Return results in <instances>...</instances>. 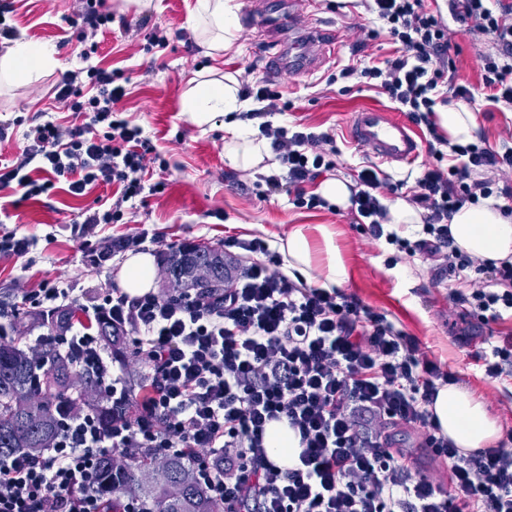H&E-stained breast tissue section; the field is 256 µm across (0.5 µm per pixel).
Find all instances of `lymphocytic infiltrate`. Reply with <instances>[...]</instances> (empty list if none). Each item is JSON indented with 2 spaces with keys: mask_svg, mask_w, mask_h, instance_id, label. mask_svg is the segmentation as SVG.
Returning a JSON list of instances; mask_svg holds the SVG:
<instances>
[{
  "mask_svg": "<svg viewBox=\"0 0 512 512\" xmlns=\"http://www.w3.org/2000/svg\"><path fill=\"white\" fill-rule=\"evenodd\" d=\"M366 9L397 55L380 65H345L339 76L378 89L425 125L437 162L406 197L420 212L418 240L392 228L384 202L391 185L377 164L358 170L351 210L370 238L447 274L455 284L452 303L474 310L481 324L512 319V263L470 257L448 228L463 206L492 196L512 216V146L454 143L434 122L436 106L451 98L472 105L481 97L512 110V0H450L444 14L427 0H368ZM451 15L474 40L495 47L481 58L479 86L455 80ZM125 94L109 69L63 74L56 98L83 123L31 127L20 157L0 165V187L27 200L60 181L75 196L93 184H115L120 194L110 208L87 221H123L158 160L142 127L117 110ZM240 95L254 100L245 117L257 121L282 167L266 177L269 190H287L300 208L323 206L307 186L335 168L334 136L273 125L270 115L284 109L282 93L255 67L246 68ZM238 247L229 258L236 275L220 292L131 297L111 288L92 305V317L105 314L131 328V351L147 383L128 379L84 327L32 341L33 356L51 344L66 349L96 379L112 406V425L103 428L94 412L62 407L53 447L0 460V512H108L96 487L100 459L126 460L144 450L188 458L224 512H512V453H463L434 419L436 392L456 382L454 373L357 297L290 279L263 240ZM273 420L299 434L294 466L268 456L265 431ZM398 425L416 431L432 458L447 464V483L422 470L411 450L394 447Z\"/></svg>",
  "mask_w": 512,
  "mask_h": 512,
  "instance_id": "obj_1",
  "label": "lymphocytic infiltrate"
}]
</instances>
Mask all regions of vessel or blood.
<instances>
[{"label": "vessel or blood", "instance_id": "b4317fda", "mask_svg": "<svg viewBox=\"0 0 512 512\" xmlns=\"http://www.w3.org/2000/svg\"><path fill=\"white\" fill-rule=\"evenodd\" d=\"M242 20L250 25L264 27L271 34L265 47L272 55L266 69L268 77H278L284 68L314 72L336 55V41L328 33L310 29L301 41L282 44L277 38L275 20L243 14ZM350 137L375 161L400 166L414 161L420 154V144L410 125L391 112L378 107H367L353 116Z\"/></svg>", "mask_w": 512, "mask_h": 512}]
</instances>
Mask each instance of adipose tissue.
<instances>
[{"instance_id":"ef3b65f1","label":"adipose tissue","mask_w":512,"mask_h":512,"mask_svg":"<svg viewBox=\"0 0 512 512\" xmlns=\"http://www.w3.org/2000/svg\"><path fill=\"white\" fill-rule=\"evenodd\" d=\"M191 24L207 56L235 50L238 25L232 0H196ZM56 64L52 46L18 40L0 54V76L25 78L33 69H49ZM238 92L239 82L231 73L211 79L190 77L182 100L183 111L196 125H205L215 115L237 111L241 106ZM225 130L224 156L231 165L257 173L278 169L279 163L264 139L248 137L234 122L228 123ZM449 230L455 246L473 258L512 260V217L503 216L494 199L462 207L452 216ZM316 231V236L311 237L299 227L279 240L288 269L320 288L342 287L348 280V271L336 243L338 232L330 224L317 225ZM154 277L152 255L138 253L125 261L119 284L134 297L149 291ZM432 411L441 433L462 452L494 447L500 439L497 420L483 400L464 385L441 386Z\"/></svg>"}]
</instances>
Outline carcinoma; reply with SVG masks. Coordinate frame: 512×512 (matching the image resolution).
Segmentation results:
<instances>
[{
  "mask_svg": "<svg viewBox=\"0 0 512 512\" xmlns=\"http://www.w3.org/2000/svg\"><path fill=\"white\" fill-rule=\"evenodd\" d=\"M198 260L211 262L214 272L207 283L193 285L197 293L223 289L229 275L219 249L188 243L161 255L162 268L172 276L182 264ZM74 318L75 310L61 308L51 314L25 311L10 323L13 340L0 343V459L51 447L59 429L57 410L64 404L91 406L105 424L112 419V410L96 397L95 380L80 372L69 354L49 351L42 366L24 346L33 330L45 322L64 330ZM96 330L110 352H122L127 336L122 327L100 319ZM98 485L100 491L116 495L112 512H122L121 497L127 494L140 498L151 512H219L188 459L177 455L159 460L145 452L119 466L107 456L100 462Z\"/></svg>",
  "mask_w": 512,
  "mask_h": 512,
  "instance_id": "obj_1",
  "label": "carcinoma"
}]
</instances>
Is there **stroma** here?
<instances>
[{
	"label": "stroma",
	"mask_w": 512,
	"mask_h": 512,
	"mask_svg": "<svg viewBox=\"0 0 512 512\" xmlns=\"http://www.w3.org/2000/svg\"><path fill=\"white\" fill-rule=\"evenodd\" d=\"M239 9L254 6L271 12L288 8L307 14L315 27L340 36L335 59L313 75L286 71L278 89L286 112L272 115L274 125L300 123L314 132L335 136L340 150L336 169L355 177L369 164L368 154L354 145L348 126L354 112L367 106L389 108L385 96L354 81L337 79L343 65L353 59L386 60L393 55L387 40L374 36L373 25L360 0H319L316 10L306 11L299 0H234ZM7 14L20 39L54 47L58 65L37 74L29 82L0 84V160L19 156L27 144L25 133L36 123L53 120L62 125L74 121L60 108L54 89L69 70L89 66L112 67L122 72L127 94L119 107L138 124L167 168H153L147 184L163 183L162 191L144 192L126 224H89L85 218L108 207L115 198L112 186H95L86 195L72 196L64 183L51 194L21 199L17 190L0 189V226L31 239L20 257L0 254V319L25 311V293L45 283L74 288L80 303L92 305L106 288L118 285L127 243L135 237L150 240L149 252L160 255L184 243L223 246L253 238L275 243L298 226L335 225L341 232L337 243L350 272L343 291L357 296L398 328L416 337L428 356L455 373L487 405L497 419L500 447L512 452V378L492 379L483 363L488 349L484 337L468 335L469 314L451 307L448 281H437L419 257L396 255L393 246L375 241L356 224L350 210L301 209L288 194H268L262 174H249L230 166L224 157V125L235 113L217 115L208 125L197 126L184 114L182 96L193 74H243L245 67H264L257 52L256 33L240 29V54L206 56L196 40L190 20L194 0H153L152 9L139 12L123 8L122 0H104L112 15L110 30L99 38L95 54L84 55L77 29L62 22L74 14L81 0H10ZM169 40L165 50L150 49L154 31ZM459 48L457 80L480 81V55L485 42L474 41L465 25L453 27ZM477 119L476 136L494 148L512 143V111L486 101L471 107ZM397 257L389 265V257Z\"/></svg>",
	"instance_id": "1"
}]
</instances>
